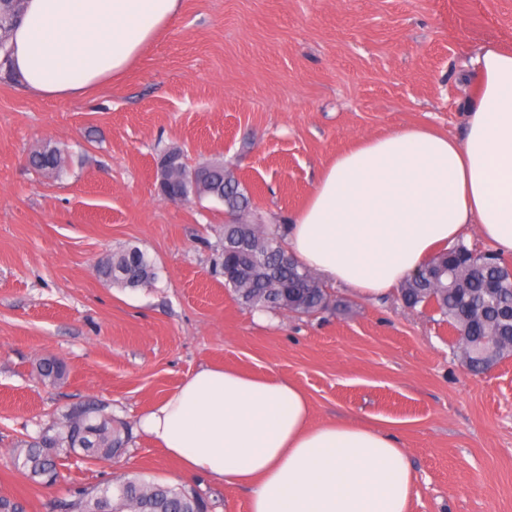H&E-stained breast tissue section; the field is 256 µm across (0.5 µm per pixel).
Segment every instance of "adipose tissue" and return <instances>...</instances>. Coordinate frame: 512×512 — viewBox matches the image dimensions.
<instances>
[{
	"label": "adipose tissue",
	"instance_id": "1",
	"mask_svg": "<svg viewBox=\"0 0 512 512\" xmlns=\"http://www.w3.org/2000/svg\"><path fill=\"white\" fill-rule=\"evenodd\" d=\"M181 0H26L8 67L29 95L80 98L122 77ZM460 136L424 126L361 140L323 170L288 226L287 250L323 280L395 291L477 231L512 255V51L484 46ZM185 476L244 489L249 512H411L416 475L392 434L315 422L293 382L217 366L187 375L139 419Z\"/></svg>",
	"mask_w": 512,
	"mask_h": 512
}]
</instances>
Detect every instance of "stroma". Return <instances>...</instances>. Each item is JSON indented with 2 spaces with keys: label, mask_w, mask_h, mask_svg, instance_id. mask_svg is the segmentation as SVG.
I'll return each instance as SVG.
<instances>
[{
  "label": "stroma",
  "mask_w": 512,
  "mask_h": 512,
  "mask_svg": "<svg viewBox=\"0 0 512 512\" xmlns=\"http://www.w3.org/2000/svg\"><path fill=\"white\" fill-rule=\"evenodd\" d=\"M512 50V0H182L172 26L119 80L87 98L41 99L0 73V495L26 512L113 476L187 483L210 512H248L239 488L183 479L138 427L141 414L200 366L274 374L320 420L393 433L419 481L413 512H512V356L473 374L452 356L447 323L397 294L353 297L352 312H260L224 287L214 246L224 206L160 197L156 159H223L253 201L250 219L285 230L319 175L361 139L405 126L461 135L473 60ZM74 164L48 179L30 149ZM154 257L153 286L109 287L106 252ZM69 368L42 384L40 359ZM131 426L119 456L63 458L51 487L11 450L88 397Z\"/></svg>",
  "instance_id": "1"
}]
</instances>
